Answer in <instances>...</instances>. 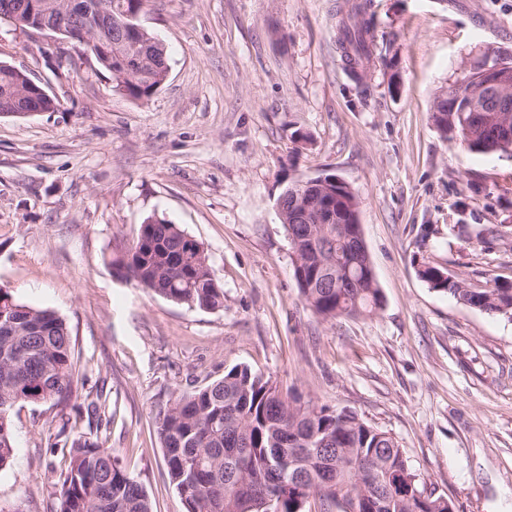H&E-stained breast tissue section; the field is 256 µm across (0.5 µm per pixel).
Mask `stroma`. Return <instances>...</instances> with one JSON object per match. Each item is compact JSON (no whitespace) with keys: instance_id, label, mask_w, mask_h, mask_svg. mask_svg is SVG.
<instances>
[{"instance_id":"35a3bbf8","label":"stroma","mask_w":512,"mask_h":512,"mask_svg":"<svg viewBox=\"0 0 512 512\" xmlns=\"http://www.w3.org/2000/svg\"><path fill=\"white\" fill-rule=\"evenodd\" d=\"M352 0H148L141 24L168 54L167 82L137 100L52 33L0 23V62L56 97L0 115V286L71 328L107 403L89 428L147 489L185 512L154 417L235 365L302 401L389 432L453 512H512V319L466 307L418 275L512 283V155L445 141L441 90L485 57H512V0H373L372 54L350 68L338 30ZM346 182L383 295L329 321L301 297L276 201L288 183ZM202 243L220 311L191 309L112 273L148 216ZM0 512H53L65 460L60 409L11 413Z\"/></svg>"}]
</instances>
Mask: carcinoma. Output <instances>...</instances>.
<instances>
[{"instance_id":"obj_1","label":"carcinoma","mask_w":512,"mask_h":512,"mask_svg":"<svg viewBox=\"0 0 512 512\" xmlns=\"http://www.w3.org/2000/svg\"><path fill=\"white\" fill-rule=\"evenodd\" d=\"M140 15L148 0H102ZM372 0L352 5L339 25V43L353 64L372 54L368 39ZM165 46L148 31L112 47L105 68L129 96L150 98L166 81ZM26 73L0 66V112L7 110ZM484 127L463 124L448 112L443 138L471 152L509 153L496 134V113ZM338 223L316 229V244L300 242L293 276L306 304L319 316H359L380 308L381 293L360 247L347 241L358 206L352 191ZM114 276L135 282L156 295L204 310L224 309V288L214 277L198 240L177 225L149 216L139 236L111 260ZM419 275L457 302L512 319V284L498 282L473 289L436 266ZM71 334L65 321L47 309H35L0 287V471L14 455L11 412L34 396L64 408L78 398ZM170 484L186 512H305L298 498L318 496L338 512H448V499L432 490L408 464L398 442L352 411L316 406L285 392L269 377L236 365L224 376L182 393L155 417ZM62 455L53 512H153L143 486L118 459L64 421ZM367 458L374 479L365 481L345 462Z\"/></svg>"}]
</instances>
